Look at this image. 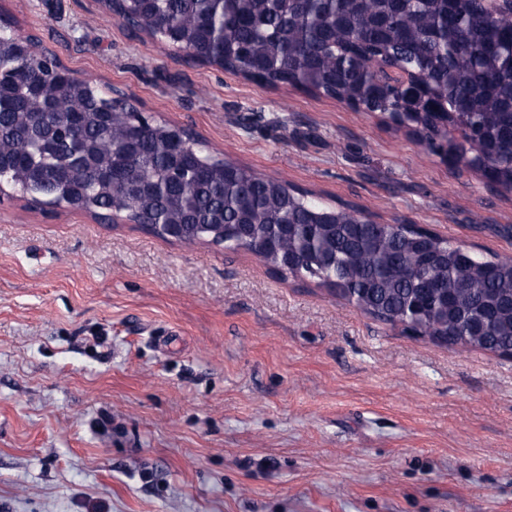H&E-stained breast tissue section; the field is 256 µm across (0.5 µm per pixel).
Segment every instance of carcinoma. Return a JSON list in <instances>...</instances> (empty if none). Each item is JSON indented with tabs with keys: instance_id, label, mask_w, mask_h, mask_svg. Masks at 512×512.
Segmentation results:
<instances>
[{
	"instance_id": "cac0c4a2",
	"label": "carcinoma",
	"mask_w": 512,
	"mask_h": 512,
	"mask_svg": "<svg viewBox=\"0 0 512 512\" xmlns=\"http://www.w3.org/2000/svg\"><path fill=\"white\" fill-rule=\"evenodd\" d=\"M139 30L268 85H289L366 112L406 113L432 149L444 122L466 145L454 160L481 154L484 175L512 191V11L492 14L484 0H121ZM0 48V182L56 205L115 214L133 224H184L188 236L226 250H248L223 224L258 238L277 236L264 262L292 253L285 268L362 312L408 324L432 340L512 353V259L461 257L435 236L448 259L420 261L406 224L365 221L353 207L313 195L232 162L186 152L165 123L141 126L112 95L70 77L51 52L40 58ZM414 73L436 112L408 102L401 74ZM141 176L153 188L126 198ZM433 282L434 288L425 284Z\"/></svg>"
}]
</instances>
